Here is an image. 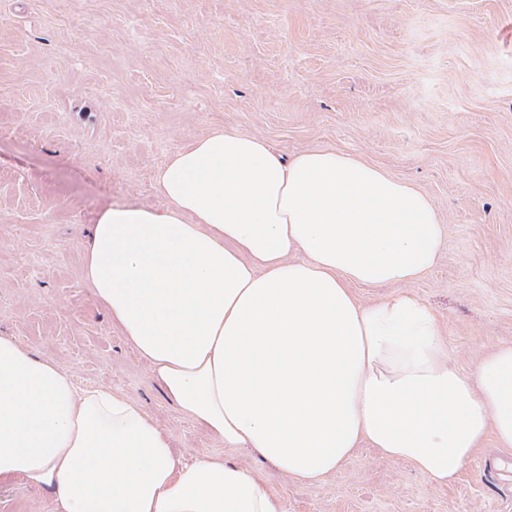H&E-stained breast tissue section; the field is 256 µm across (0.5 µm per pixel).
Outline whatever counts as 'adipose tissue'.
<instances>
[{
  "instance_id": "obj_1",
  "label": "adipose tissue",
  "mask_w": 512,
  "mask_h": 512,
  "mask_svg": "<svg viewBox=\"0 0 512 512\" xmlns=\"http://www.w3.org/2000/svg\"><path fill=\"white\" fill-rule=\"evenodd\" d=\"M153 182L164 209L103 210L83 276L212 436L310 484L364 444L439 487L486 436L512 448V346L462 373L416 298L352 291L436 264L444 228L423 192L347 152L285 160L224 128L175 148ZM19 479L52 512H282L249 470L181 462L127 395L77 390L0 336V485Z\"/></svg>"
}]
</instances>
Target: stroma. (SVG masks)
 <instances>
[{
	"label": "stroma",
	"instance_id": "stroma-1",
	"mask_svg": "<svg viewBox=\"0 0 512 512\" xmlns=\"http://www.w3.org/2000/svg\"><path fill=\"white\" fill-rule=\"evenodd\" d=\"M220 126L285 158L335 148L427 194L437 265L354 293L417 298L470 372L512 344V0H0V334L129 395L183 462L251 470L284 512H512V449L490 436L443 488L365 446L314 485L226 447L96 304L98 213L162 208L154 169ZM50 508L0 487V512Z\"/></svg>",
	"mask_w": 512,
	"mask_h": 512
}]
</instances>
